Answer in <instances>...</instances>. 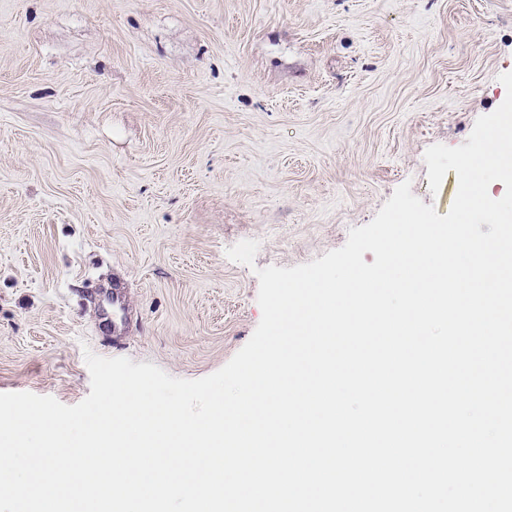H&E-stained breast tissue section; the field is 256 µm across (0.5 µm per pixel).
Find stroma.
Listing matches in <instances>:
<instances>
[{
    "label": "stroma",
    "instance_id": "1",
    "mask_svg": "<svg viewBox=\"0 0 512 512\" xmlns=\"http://www.w3.org/2000/svg\"><path fill=\"white\" fill-rule=\"evenodd\" d=\"M510 71L512 0H0V393L77 404L88 350L218 371L255 268L342 247L406 181L450 210L424 152Z\"/></svg>",
    "mask_w": 512,
    "mask_h": 512
}]
</instances>
